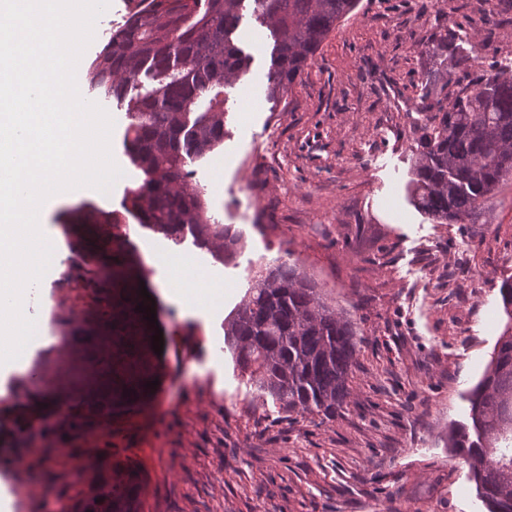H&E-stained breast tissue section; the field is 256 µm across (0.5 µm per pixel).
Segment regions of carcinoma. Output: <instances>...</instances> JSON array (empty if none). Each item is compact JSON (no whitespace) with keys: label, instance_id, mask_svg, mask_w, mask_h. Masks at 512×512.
<instances>
[{"label":"carcinoma","instance_id":"carcinoma-1","mask_svg":"<svg viewBox=\"0 0 512 512\" xmlns=\"http://www.w3.org/2000/svg\"><path fill=\"white\" fill-rule=\"evenodd\" d=\"M272 41L266 98L281 100L337 24L360 0H134L125 22L110 32L91 62L87 80L105 98L128 101L123 146L142 175L127 190L122 210L102 223L133 217L173 244L186 236L221 263L244 248L243 231L211 213L206 194L183 189L188 161L224 144V88L250 72L252 57L237 44L245 3ZM448 36L432 46L439 64L426 78L440 83L437 111L414 151L410 188L417 208L434 224H474L502 185L512 180V65L501 66L448 99ZM87 213L71 210L64 225L80 243L75 269L97 265L102 254L83 243ZM90 290L93 319L112 330L118 348L99 355L96 382L83 385L87 412L112 416L115 401L133 403L149 383L142 273L125 251L112 253V274L67 275ZM505 329L480 380L468 392L471 425L453 427L448 447L469 467L488 512H512V278L500 288ZM357 330L328 302L320 284L297 263L276 261L258 271L224 319V345L236 370L258 397L281 412L328 419L346 404L355 364ZM138 470L99 483L80 512H137L131 493Z\"/></svg>","mask_w":512,"mask_h":512}]
</instances>
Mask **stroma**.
<instances>
[{
	"mask_svg": "<svg viewBox=\"0 0 512 512\" xmlns=\"http://www.w3.org/2000/svg\"><path fill=\"white\" fill-rule=\"evenodd\" d=\"M129 7L110 0L95 23L76 70L85 100L94 98L88 67ZM442 31L453 91L512 59V0H361L281 102L253 106L227 89L218 155L236 163L219 191L217 155L188 168L246 247L224 265L192 241L177 246L127 225L128 250L161 304L163 352L152 357L157 387L104 425L45 409L30 376L55 369L67 381L92 366L93 347L74 348L60 333L61 320L81 323L94 302L65 278L76 256L59 218L84 203L120 210L140 179L123 147L127 107L103 102L123 175L110 193L82 188L43 213L59 255L36 298L43 335L26 367L0 378V496L10 512H72L98 475L127 465L141 475L140 512H487L445 438L468 422L465 394L507 321L499 288L512 276V182L475 224L431 223L411 201L428 49ZM171 251L204 264L223 293L190 306L149 262ZM288 251L357 327L352 397L330 419L262 404L224 349V319L249 278ZM76 458L93 464L77 480Z\"/></svg>",
	"mask_w": 512,
	"mask_h": 512,
	"instance_id": "obj_1",
	"label": "stroma"
}]
</instances>
